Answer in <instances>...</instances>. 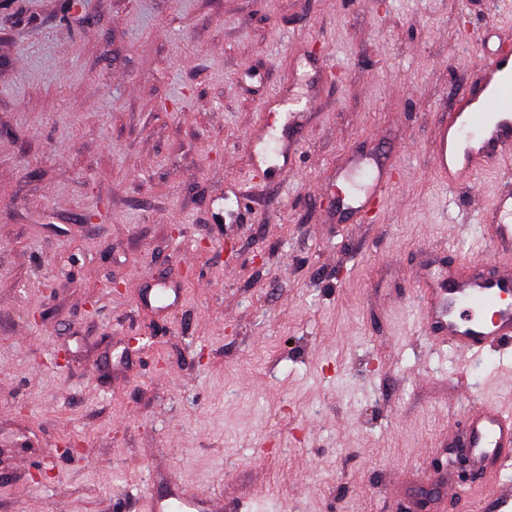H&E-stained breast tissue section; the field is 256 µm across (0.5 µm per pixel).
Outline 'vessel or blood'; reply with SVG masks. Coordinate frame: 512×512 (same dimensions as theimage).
I'll use <instances>...</instances> for the list:
<instances>
[{
	"label": "vessel or blood",
	"instance_id": "obj_1",
	"mask_svg": "<svg viewBox=\"0 0 512 512\" xmlns=\"http://www.w3.org/2000/svg\"><path fill=\"white\" fill-rule=\"evenodd\" d=\"M476 88L456 99L452 112L438 126L431 159L435 177L448 186L469 183L476 166H494L512 156V53L500 50L476 65ZM354 194L342 197L354 211L380 204L385 185L372 161L358 168ZM483 221L497 253L512 257V192L499 194ZM471 272L460 277L440 265L417 276L426 323L435 344L456 353L482 356L512 343V272L486 270L470 261ZM463 445L472 470L492 486L474 497V512H512V414L490 403L472 406L463 420ZM198 494L153 500L147 512H209Z\"/></svg>",
	"mask_w": 512,
	"mask_h": 512
}]
</instances>
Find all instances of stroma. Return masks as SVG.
<instances>
[{
	"label": "stroma",
	"mask_w": 512,
	"mask_h": 512,
	"mask_svg": "<svg viewBox=\"0 0 512 512\" xmlns=\"http://www.w3.org/2000/svg\"><path fill=\"white\" fill-rule=\"evenodd\" d=\"M0 0V512H469L512 348L436 347L413 270L497 260L512 165L434 178L512 0ZM315 92L284 180L253 139ZM371 156L372 217L330 202ZM101 218L87 222L88 213ZM483 222L488 224V239L494 250L512 260V192L497 196ZM174 500V502H170L169 498L152 500L147 512H207L210 510V503L199 494L176 496Z\"/></svg>",
	"instance_id": "1"
}]
</instances>
